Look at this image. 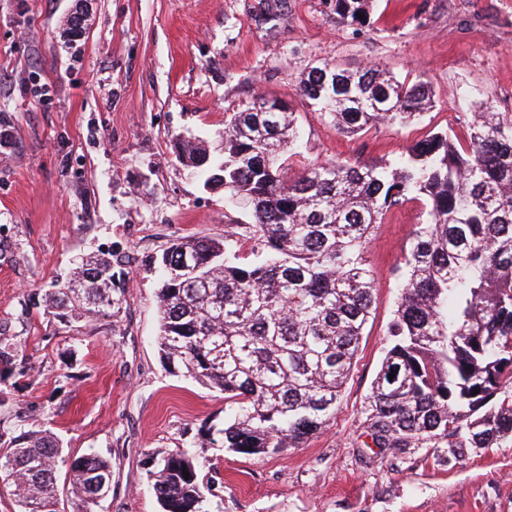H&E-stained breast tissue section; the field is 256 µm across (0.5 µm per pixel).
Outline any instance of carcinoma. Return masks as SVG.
<instances>
[{
  "label": "carcinoma",
  "mask_w": 512,
  "mask_h": 512,
  "mask_svg": "<svg viewBox=\"0 0 512 512\" xmlns=\"http://www.w3.org/2000/svg\"><path fill=\"white\" fill-rule=\"evenodd\" d=\"M370 2L335 0L334 9L362 25ZM298 93L352 135L407 124L430 100L426 83L374 65L311 66ZM298 139L291 107L258 95L224 115L223 156L192 138L175 145L204 186L223 175L224 190L248 199L252 216L227 225L222 241L186 237L155 261L167 370L224 394L212 444L271 455L324 428L375 310L367 244L387 213L421 200L426 218L399 273L367 436L396 459L425 444L446 448L450 464L470 448H511L512 113L474 112L463 140L438 131L392 161L314 162L288 177L284 156ZM117 264L89 257L55 282L46 293L55 316L119 306ZM17 356L0 336V378ZM62 465L75 512H95L112 488L106 458H70L49 430H0V493L17 497V512H60ZM149 479L163 512H210L212 485L191 450L160 457Z\"/></svg>",
  "instance_id": "obj_1"
}]
</instances>
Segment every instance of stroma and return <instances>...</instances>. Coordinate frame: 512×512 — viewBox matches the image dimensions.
<instances>
[{
	"label": "stroma",
	"instance_id": "1",
	"mask_svg": "<svg viewBox=\"0 0 512 512\" xmlns=\"http://www.w3.org/2000/svg\"><path fill=\"white\" fill-rule=\"evenodd\" d=\"M0 0V332L16 344L0 381V420L26 416L66 454L112 464L97 512H161L154 453L191 448L215 482L212 512H512V447L444 448L402 460L366 447L371 383L389 348L397 277L423 205L377 225L367 249L376 311L336 413L300 447L271 457L213 447L224 396L168 374L156 344L153 258L183 236L220 239L252 218L176 157L196 137L224 149V115L259 94L293 109L300 154L313 161L389 160L429 131H461L488 106L512 112V0H375L356 28L326 0ZM375 64L422 81L432 105L415 123L346 136L296 93L306 67ZM112 252L124 274L119 308L61 320L44 292L76 257Z\"/></svg>",
	"mask_w": 512,
	"mask_h": 512
}]
</instances>
